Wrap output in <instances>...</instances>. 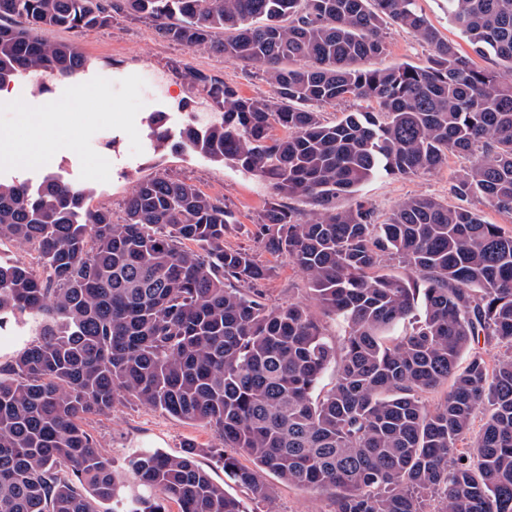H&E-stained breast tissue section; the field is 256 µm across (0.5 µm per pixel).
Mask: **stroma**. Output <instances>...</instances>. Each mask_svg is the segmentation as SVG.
I'll use <instances>...</instances> for the list:
<instances>
[{
  "mask_svg": "<svg viewBox=\"0 0 512 512\" xmlns=\"http://www.w3.org/2000/svg\"><path fill=\"white\" fill-rule=\"evenodd\" d=\"M44 39L78 45L90 61L88 70L69 79L40 76L46 93L60 101L78 97V116L60 123L48 132V145L41 164L0 166V176L38 183L43 174L56 172L78 186L91 190L89 208H106L122 216L124 203L138 181L158 175L186 178L210 195L222 197L235 213L224 242L231 247L250 249L257 261L272 268L265 283L273 304L306 300L305 275L285 259L269 254L256 238L259 214L270 196L264 180L219 164L182 149H156L147 127L149 115L164 113L171 137H178L190 117L212 112L213 106L190 81L199 71L223 78L247 96L267 97L272 93L262 71L241 63L227 62L205 48H188L157 36L148 22L116 17L111 27L94 31L51 28ZM385 55L368 60L371 68H385L409 62L421 64L427 47L411 34L390 28ZM44 104L32 92L29 81L10 84L0 96V141L27 138L30 125ZM465 159L452 156L448 164L431 173L401 178L378 176L364 183L356 196L338 199L347 208L355 200L368 201L378 217H386L397 204L414 196H431L456 204L452 191L466 168ZM88 430L99 448L112 459L119 473H126L138 446L153 442L160 451L181 454L190 444L220 448L223 438L210 426L189 423L161 411L124 399L111 414L89 419ZM200 464L225 491L242 501L247 512H331L326 495L300 489L264 474L273 487L270 499L253 496L234 484L213 458L202 456Z\"/></svg>",
  "mask_w": 512,
  "mask_h": 512,
  "instance_id": "35a3bbf8",
  "label": "stroma"
}]
</instances>
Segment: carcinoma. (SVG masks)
I'll return each mask as SVG.
<instances>
[{
  "label": "carcinoma",
  "instance_id": "1",
  "mask_svg": "<svg viewBox=\"0 0 512 512\" xmlns=\"http://www.w3.org/2000/svg\"><path fill=\"white\" fill-rule=\"evenodd\" d=\"M446 2L469 53L417 0H0V89L84 71L77 45L39 31L103 29L115 13L262 68L269 97L190 73L217 112L179 144L268 182L257 237L338 327L328 335L301 302L269 304L267 267L224 245L235 214L192 183L140 181L116 221L55 173L0 181V243L37 259L0 260V329L22 342L0 368V512H245L200 451L262 499L267 471L328 494L333 512H512V234L463 205L512 214V82L476 62L512 65V0ZM390 25L428 46L424 65L364 66ZM349 101L375 108L324 122L320 109ZM164 124L161 112L148 123L161 146ZM451 155L470 158L457 205L415 196L383 223L366 201L336 207L376 176ZM480 341L509 350L491 363ZM442 387L427 407L422 394ZM120 396L213 426L224 447L142 448L122 480L85 427Z\"/></svg>",
  "mask_w": 512,
  "mask_h": 512
}]
</instances>
